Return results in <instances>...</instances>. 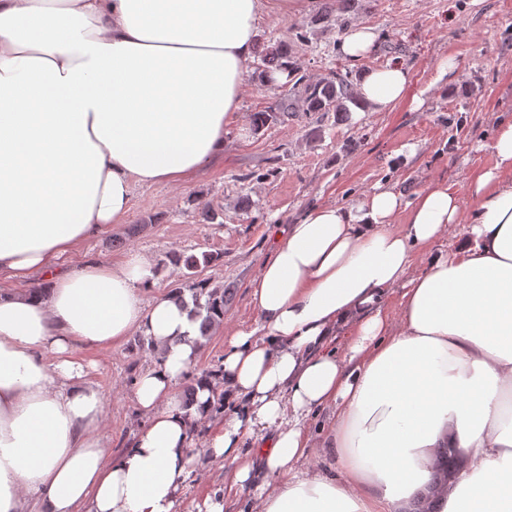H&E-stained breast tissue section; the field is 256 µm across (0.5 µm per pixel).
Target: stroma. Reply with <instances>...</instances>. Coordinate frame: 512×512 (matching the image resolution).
<instances>
[{"mask_svg": "<svg viewBox=\"0 0 512 512\" xmlns=\"http://www.w3.org/2000/svg\"><path fill=\"white\" fill-rule=\"evenodd\" d=\"M327 1L332 11L324 10ZM359 23L374 28L376 47L353 59L342 52L341 41ZM300 30L308 41L295 57L306 76L342 71L357 83L371 70L399 64L410 77L406 99L390 112L355 109L319 121L301 114L243 132L240 123L282 93L247 78L240 122L224 131L223 158L184 184H133L125 223L63 257V267H75L87 255L117 263L144 253L155 264L158 291L166 293L182 281L172 252H219L222 264L199 267L197 276L229 288L226 323L251 328L256 316L250 282L277 234L309 207H348L379 185L395 187L409 201L433 178L462 194L473 171L492 165L494 122L512 121V0H355L349 9L343 0H311L298 17L262 16L257 41H291ZM449 55L456 69L440 74L438 63ZM199 207L223 211V223H198ZM139 223L143 232L113 247V238L126 237L128 226ZM141 343L133 335L75 353L105 396L101 432L116 452L143 423L132 388L156 357ZM193 453L195 470L181 492L180 512H197L224 486L223 465L210 462L203 446Z\"/></svg>", "mask_w": 512, "mask_h": 512, "instance_id": "35a3bbf8", "label": "stroma"}]
</instances>
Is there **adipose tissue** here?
<instances>
[{"label": "adipose tissue", "mask_w": 512, "mask_h": 512, "mask_svg": "<svg viewBox=\"0 0 512 512\" xmlns=\"http://www.w3.org/2000/svg\"><path fill=\"white\" fill-rule=\"evenodd\" d=\"M307 8L0 0V512H178L201 431L226 464L203 512L229 494L240 512H413L440 448L465 465L436 512H512V121L465 194L431 180L406 202L380 187L289 225L251 282L255 326L225 328L222 373L187 408L176 385L205 343L190 295L157 293L139 253L57 269L125 223L133 183L185 182L223 156L259 18ZM409 84L386 66L357 96L389 112ZM131 335L160 356L133 385L146 423L115 453L74 353ZM315 445L341 477L304 469Z\"/></svg>", "instance_id": "adipose-tissue-1"}]
</instances>
